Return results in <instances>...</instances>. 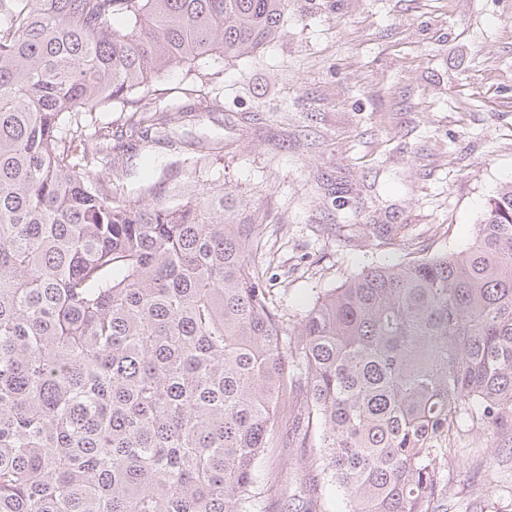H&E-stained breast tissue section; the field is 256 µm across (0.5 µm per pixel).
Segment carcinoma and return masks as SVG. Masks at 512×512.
<instances>
[{"label": "carcinoma", "instance_id": "carcinoma-1", "mask_svg": "<svg viewBox=\"0 0 512 512\" xmlns=\"http://www.w3.org/2000/svg\"><path fill=\"white\" fill-rule=\"evenodd\" d=\"M288 0H0V512H251L285 398L347 512H440L460 419L512 431V186L458 252L372 266L293 326L271 211L222 188L126 205L72 117L147 144L174 66L244 58Z\"/></svg>", "mask_w": 512, "mask_h": 512}]
</instances>
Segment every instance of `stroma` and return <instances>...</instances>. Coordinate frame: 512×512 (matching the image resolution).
Listing matches in <instances>:
<instances>
[{
    "instance_id": "obj_1",
    "label": "stroma",
    "mask_w": 512,
    "mask_h": 512,
    "mask_svg": "<svg viewBox=\"0 0 512 512\" xmlns=\"http://www.w3.org/2000/svg\"><path fill=\"white\" fill-rule=\"evenodd\" d=\"M156 88L183 111L159 141L138 142L127 110L77 115L123 137L97 178L127 204L223 187L271 209L269 296L293 323L363 268L468 247L512 184V0H290L260 53L176 67ZM456 445L448 512H512V432L466 417ZM314 454L259 458L256 512H306Z\"/></svg>"
}]
</instances>
